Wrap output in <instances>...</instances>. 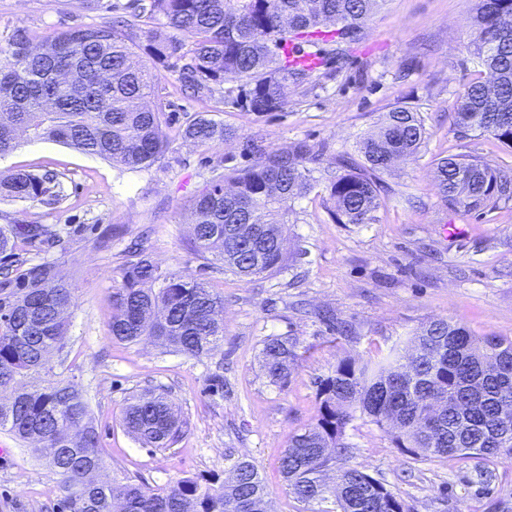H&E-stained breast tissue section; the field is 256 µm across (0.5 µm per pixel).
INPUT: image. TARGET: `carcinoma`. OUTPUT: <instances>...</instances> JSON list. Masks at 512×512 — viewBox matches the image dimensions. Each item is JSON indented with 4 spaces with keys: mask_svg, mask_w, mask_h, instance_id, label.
Listing matches in <instances>:
<instances>
[{
    "mask_svg": "<svg viewBox=\"0 0 512 512\" xmlns=\"http://www.w3.org/2000/svg\"><path fill=\"white\" fill-rule=\"evenodd\" d=\"M382 0H131L136 17L161 22L136 42L115 24L54 30L35 43L16 26L0 39V157L22 139L54 141L132 171L149 170L170 145L167 120L154 100L160 70L181 66L180 81L199 94L227 76L245 82L243 100L253 112L286 103L285 90L312 82L318 70L288 63V41L331 28L315 44L322 65L344 60L343 47L362 39L365 22ZM471 45L492 82L477 81L460 97L454 125L489 135L512 148V0H475ZM141 51L148 59L136 64ZM232 130L198 117L181 137L219 147ZM426 137L424 120L395 106L377 131L361 140L359 162L336 157L329 179L334 215L341 224H370L381 206L384 153L407 159ZM243 151L255 162L213 176L190 205L193 251L252 279L288 267L283 227L291 203L313 188L322 153L305 140L270 150L258 139ZM435 178L454 209L507 206L512 166L491 167L476 155L437 163ZM64 187L52 171L0 174V197L56 205ZM25 249L17 251L16 241ZM63 247L58 230L44 224L0 226V430L34 444L61 476L62 512H269L258 466L245 458L230 465L228 483L186 477L164 487L98 478L103 468L98 434L82 393L41 375L44 361L66 334L62 309L74 305L59 265L29 257ZM224 299L187 273L163 270L148 257L127 263L112 290V337L122 343L156 338L186 356L208 354L224 338ZM411 355L396 351L360 363L344 359L320 382L316 424L295 432L279 459L288 489L311 505L334 498L339 512H409L404 502L363 469L347 464L349 424L362 415L390 435L399 451L421 459L512 460V339L474 335L461 322L437 319L409 339ZM299 342L269 336L262 366L276 385L298 360ZM455 401L435 420L421 423L426 401ZM122 422L149 448H169L182 424L169 395L147 388L125 407ZM337 470L333 484L323 473Z\"/></svg>",
    "mask_w": 512,
    "mask_h": 512,
    "instance_id": "cac0c4a2",
    "label": "carcinoma"
}]
</instances>
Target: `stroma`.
Returning a JSON list of instances; mask_svg holds the SVG:
<instances>
[{"label": "stroma", "mask_w": 512, "mask_h": 512, "mask_svg": "<svg viewBox=\"0 0 512 512\" xmlns=\"http://www.w3.org/2000/svg\"><path fill=\"white\" fill-rule=\"evenodd\" d=\"M128 0H0V33L16 26L34 38L50 30L98 24L123 14ZM473 0H383L350 48L342 70L328 69L308 86L290 88L286 104L252 112L226 99L235 79L211 92L186 91L165 70L155 98L170 123L161 163L130 171L52 141H24L0 158V172L53 171L64 198L47 206L0 199V225L58 229L64 250L52 251L70 282L74 306L61 347L45 371L75 385L99 435L104 481L162 487L187 476L229 477L228 456L254 461L266 477L271 512H310L289 492L279 459L291 433L320 414L318 382L351 356L377 360L404 349L424 323L443 318L473 334L512 338V206L448 208L433 179L439 159L481 156L490 166L512 163V149L476 133H458L456 104L487 73L466 27ZM417 109L426 139L419 153L383 174L385 191L369 224H340L327 180L291 207L288 270L243 279L191 249L189 205L213 170L243 165L244 141L285 149L305 140L323 151L320 169L356 154L359 137L397 104ZM202 115L235 130L218 147L183 141L181 123ZM140 248L167 271L200 276L224 298V341L209 356L168 353L151 342L113 340L112 288ZM334 315L328 331L321 313ZM293 336L299 359L285 385L272 384L259 363L268 336ZM223 393L208 389L212 374ZM164 389L183 421L167 449L142 447L122 416L132 395ZM351 465L365 469L410 512H512V463L424 460L401 453L369 418L347 428ZM0 512H58L59 476L29 444L0 432Z\"/></svg>", "instance_id": "1"}]
</instances>
